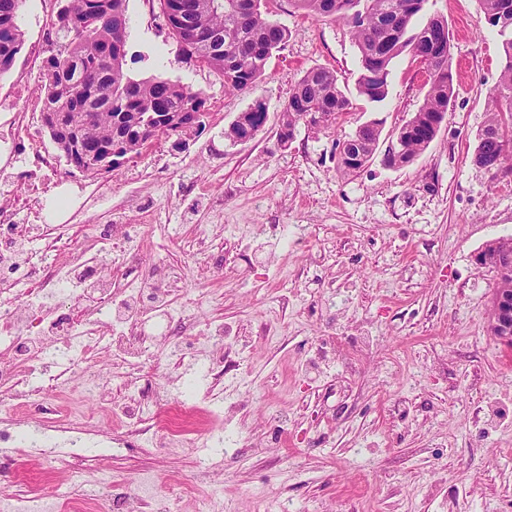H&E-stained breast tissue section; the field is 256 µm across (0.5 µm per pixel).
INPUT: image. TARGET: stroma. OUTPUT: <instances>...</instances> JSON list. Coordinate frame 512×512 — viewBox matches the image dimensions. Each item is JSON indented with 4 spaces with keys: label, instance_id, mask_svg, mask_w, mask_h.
I'll return each mask as SVG.
<instances>
[{
    "label": "stroma",
    "instance_id": "1",
    "mask_svg": "<svg viewBox=\"0 0 512 512\" xmlns=\"http://www.w3.org/2000/svg\"><path fill=\"white\" fill-rule=\"evenodd\" d=\"M270 19L290 38L264 75L242 94L186 59L164 26L156 0H128L124 70L180 82L207 100V127L185 148L159 139L105 176L68 166L39 113L35 138L11 139L7 118L20 91L39 85L33 50L51 28L41 0H26L25 45L0 77V203L32 247L48 226L64 228L69 249L95 260L89 226L132 224L134 240L115 238L135 265L186 270L173 303L196 302L198 318L223 324L244 349L236 396L242 404L187 400L170 388L165 417L222 414L240 443L214 438L205 448H116L119 420L97 417L95 446L60 444L55 463L27 446L12 470L0 469V512H18L33 490L64 484L70 471L106 468L120 492L151 487L173 497L176 512H512V349L491 335L495 278L473 258L489 241L512 237V174L474 160L500 73V38L480 0H430L452 34L455 95L428 149L390 169L374 157L359 171L337 168V145L370 119L391 134L421 107L425 75L411 55L392 65L386 99L363 104L360 60L347 26L316 20L291 0H266ZM333 70L354 110L336 127L299 129L288 147L260 133L244 143L224 131L257 101L277 120L312 67ZM49 154L58 196L91 194L83 212L48 200L28 206L26 185L4 170ZM209 228L200 243L198 226ZM287 420H280V412ZM217 459L215 478L193 476Z\"/></svg>",
    "mask_w": 512,
    "mask_h": 512
}]
</instances>
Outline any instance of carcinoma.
Instances as JSON below:
<instances>
[{
    "label": "carcinoma",
    "mask_w": 512,
    "mask_h": 512,
    "mask_svg": "<svg viewBox=\"0 0 512 512\" xmlns=\"http://www.w3.org/2000/svg\"><path fill=\"white\" fill-rule=\"evenodd\" d=\"M70 2L55 18L57 51L42 62L41 114L51 138L78 169L92 174L113 169L105 156L138 154L152 138L189 137L205 128L206 99L170 79L137 80L124 72L127 46V0H56ZM24 0H0V76L13 68L24 46L18 18ZM165 25L182 50L214 70L224 91L248 90L265 71L274 51L288 41L285 27L261 10V0H214L209 8L181 21L194 0H157ZM427 0H293L296 8L324 21H341L360 54L357 92L369 103L388 94L395 59L418 48L429 54L424 102L400 130L406 160L417 159L435 139L454 96L452 55L434 45L435 31L448 29L439 15L415 24ZM485 20L501 38V72L490 97L475 153L488 169L512 170V0H481ZM352 102L336 73L310 68L294 85L281 112L285 138L312 117L325 130L350 113ZM263 103L255 102L232 124L245 138L266 123ZM381 122L361 123L345 140L347 157L338 161L354 172L373 159L380 147Z\"/></svg>",
    "instance_id": "1"
}]
</instances>
